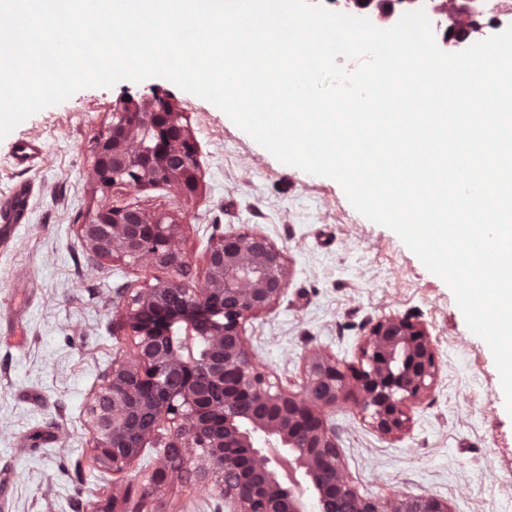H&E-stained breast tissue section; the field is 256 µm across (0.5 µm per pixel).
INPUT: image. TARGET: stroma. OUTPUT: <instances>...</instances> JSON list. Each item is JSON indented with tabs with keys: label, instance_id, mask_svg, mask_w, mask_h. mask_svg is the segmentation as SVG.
Returning a JSON list of instances; mask_svg holds the SVG:
<instances>
[{
	"label": "stroma",
	"instance_id": "stroma-1",
	"mask_svg": "<svg viewBox=\"0 0 512 512\" xmlns=\"http://www.w3.org/2000/svg\"><path fill=\"white\" fill-rule=\"evenodd\" d=\"M155 92L182 112L195 143L196 192L160 183L95 193L94 142L113 104ZM33 136L46 150L25 171L13 145ZM22 181L33 186L30 220L0 235V512H103L115 498L131 507L145 500L144 512H229L185 472L145 496L163 449H143L121 472L95 461L87 402L132 350L122 317L133 296L166 277L90 256L79 226L104 203L180 224L196 282L222 236L266 235L290 275L273 308L246 321L245 336L260 367L292 391L311 353L356 366L381 318L424 328L438 372L405 432L382 434L351 400L324 411L344 470L368 497L432 494L452 512H512V415L490 348L445 282L393 230L360 214L337 181L279 162L221 109L160 77L84 88L25 119L0 139V199Z\"/></svg>",
	"mask_w": 512,
	"mask_h": 512
}]
</instances>
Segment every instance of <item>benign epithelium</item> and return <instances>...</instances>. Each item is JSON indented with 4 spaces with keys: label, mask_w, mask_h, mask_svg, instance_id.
I'll return each mask as SVG.
<instances>
[{
    "label": "benign epithelium",
    "mask_w": 512,
    "mask_h": 512,
    "mask_svg": "<svg viewBox=\"0 0 512 512\" xmlns=\"http://www.w3.org/2000/svg\"><path fill=\"white\" fill-rule=\"evenodd\" d=\"M194 142L169 98L124 100L95 139L92 180L112 187H197ZM180 226L135 209L102 205L79 233L96 258L114 254L142 267L188 275ZM195 288L160 280L140 289L126 313L133 351L112 364L88 415L97 460L120 472L153 444L176 448L196 482L214 487L231 512H452L433 495H362L345 474L336 430L323 412L352 398L384 434L401 431L409 405L438 371L430 336L407 318L369 329L359 367L319 352L293 393L255 363L245 322L270 310L289 275L286 257L263 234H226L205 258ZM174 429L168 442L163 430Z\"/></svg>",
    "instance_id": "benign-epithelium-1"
}]
</instances>
